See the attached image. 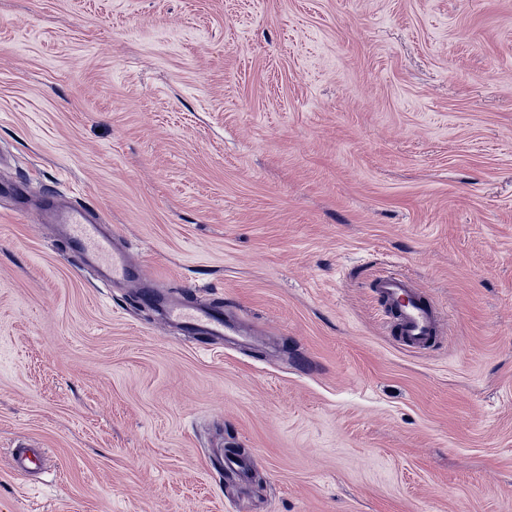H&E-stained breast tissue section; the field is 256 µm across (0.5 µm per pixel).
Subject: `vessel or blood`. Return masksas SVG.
<instances>
[{
    "instance_id": "obj_1",
    "label": "vessel or blood",
    "mask_w": 512,
    "mask_h": 512,
    "mask_svg": "<svg viewBox=\"0 0 512 512\" xmlns=\"http://www.w3.org/2000/svg\"><path fill=\"white\" fill-rule=\"evenodd\" d=\"M56 219L65 224L68 240L108 269L113 279H143L142 270L131 266L125 253L115 248L111 235L103 232V219L98 213L71 206L59 212ZM370 288L387 330L398 344L416 352L430 350L442 334V315L429 296L399 272L380 273L371 280ZM164 318L193 336L235 343L241 334L238 321L227 317L219 305L189 307L171 303L164 307ZM42 463L40 449L19 448L13 455L12 468L22 476L41 468Z\"/></svg>"
}]
</instances>
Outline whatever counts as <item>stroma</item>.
<instances>
[{
    "label": "stroma",
    "instance_id": "obj_1",
    "mask_svg": "<svg viewBox=\"0 0 512 512\" xmlns=\"http://www.w3.org/2000/svg\"><path fill=\"white\" fill-rule=\"evenodd\" d=\"M51 193L252 342L103 280ZM0 512H512V0H0ZM371 292L391 336L408 350L428 351L442 335V315L429 296L399 272H381ZM145 299L151 303L162 304L166 321L180 325L184 332L192 336H204L206 339H220L226 343H236L238 336H246L240 331L236 319L227 318V312L219 305L189 307L180 303L164 304L159 296L145 293ZM43 456L39 448H15L12 469L20 476L41 468Z\"/></svg>",
    "mask_w": 512,
    "mask_h": 512
}]
</instances>
